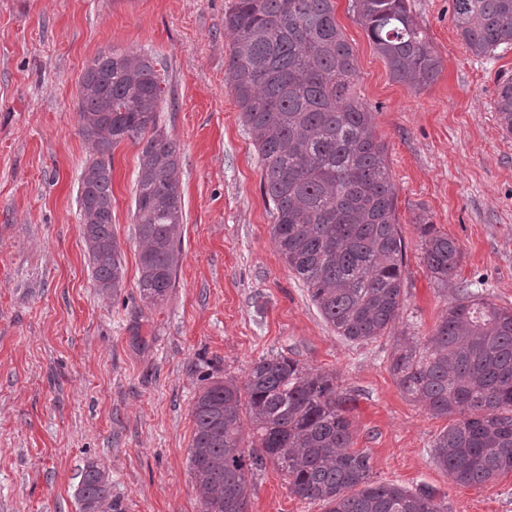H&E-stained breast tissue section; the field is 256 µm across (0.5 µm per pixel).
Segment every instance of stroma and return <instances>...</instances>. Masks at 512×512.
<instances>
[{
    "instance_id": "stroma-1",
    "label": "stroma",
    "mask_w": 512,
    "mask_h": 512,
    "mask_svg": "<svg viewBox=\"0 0 512 512\" xmlns=\"http://www.w3.org/2000/svg\"><path fill=\"white\" fill-rule=\"evenodd\" d=\"M235 0H0V512H79L81 471L109 475L121 512H201L188 448L193 398L207 377L245 382L265 356L327 372L351 397L355 448L372 479L432 488L448 512H512V473L456 484L432 459L448 427L390 371L399 337L431 335L459 287L512 308V136L494 107L512 45L469 52L452 0H408L441 59L418 89L394 82L334 0L353 46V92L387 147L405 244L404 307L368 343L336 334L282 258L262 192L263 164L225 80ZM152 57L158 125L177 146L181 259L160 304L137 282L135 179L143 144L112 152V228L122 281L97 288L82 238L79 185L93 153L79 127L82 76L111 51ZM458 240L446 284L422 259V225ZM247 512H325L283 472L250 477Z\"/></svg>"
}]
</instances>
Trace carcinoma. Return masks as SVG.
<instances>
[{
	"instance_id": "1",
	"label": "carcinoma",
	"mask_w": 512,
	"mask_h": 512,
	"mask_svg": "<svg viewBox=\"0 0 512 512\" xmlns=\"http://www.w3.org/2000/svg\"><path fill=\"white\" fill-rule=\"evenodd\" d=\"M334 0H236L225 15L233 42L225 82L264 162L272 235L336 333L367 343L387 335L403 307L405 246L395 186L374 118L354 95L357 61L336 23ZM357 23L392 80L417 89L441 61L407 0H352ZM451 22L466 49L489 57L512 45V0H453ZM160 87L151 57L100 55L81 80L79 117L95 159L80 182L82 233L95 282L120 286L112 230V149L146 140L136 176L141 251L138 286L156 304L174 286L182 203L175 145L158 129ZM501 129L512 134V77L498 83ZM423 262L440 283L461 259L456 240L423 227ZM391 370L400 389L452 423L432 458L453 481L482 486L512 472V309L468 287L432 334L398 340ZM350 398L329 373L284 356L255 361L244 384L201 387L191 406L189 463L202 512H246L249 476L266 462L301 500L325 512H447L427 487L371 480V457L353 448ZM80 512H119L108 475L85 465Z\"/></svg>"
}]
</instances>
